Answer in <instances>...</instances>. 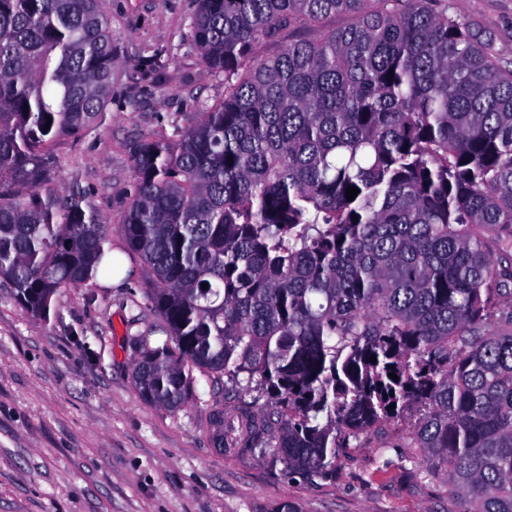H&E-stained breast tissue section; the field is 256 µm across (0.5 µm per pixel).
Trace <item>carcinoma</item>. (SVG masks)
Returning a JSON list of instances; mask_svg holds the SVG:
<instances>
[{"instance_id": "obj_1", "label": "carcinoma", "mask_w": 512, "mask_h": 512, "mask_svg": "<svg viewBox=\"0 0 512 512\" xmlns=\"http://www.w3.org/2000/svg\"><path fill=\"white\" fill-rule=\"evenodd\" d=\"M364 2L199 0L224 99L133 147L120 225L167 335L130 337L135 386L171 409L195 369L260 391L277 426L238 396L232 441L306 476L420 404L412 447L457 512H512V70L446 3ZM100 3L0 0V276L32 316L106 256L104 216L53 188L58 142L110 100ZM354 22V16L348 13H336L323 17L316 27L310 29H292L275 37L265 39L259 47V55L271 57L279 54L288 44L289 40L312 38L322 32L343 29Z\"/></svg>"}]
</instances>
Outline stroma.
Returning a JSON list of instances; mask_svg holds the SVG:
<instances>
[{"label": "stroma", "mask_w": 512, "mask_h": 512, "mask_svg": "<svg viewBox=\"0 0 512 512\" xmlns=\"http://www.w3.org/2000/svg\"><path fill=\"white\" fill-rule=\"evenodd\" d=\"M112 21V97L100 120L57 150L54 189L80 192L111 226L106 247L129 265L106 285L60 292L47 317L24 314L0 277V512H456L440 477L420 473L410 446L415 413L337 449L321 476H288L259 453L213 441L210 413L225 404L224 379L194 372V396L171 410L141 399L130 337L156 336L146 301L150 271L118 227L131 202L132 146L170 138L224 97L190 37L198 0H102ZM448 14L492 35L512 69V0H448ZM336 13L289 39L350 26Z\"/></svg>", "instance_id": "35a3bbf8"}]
</instances>
